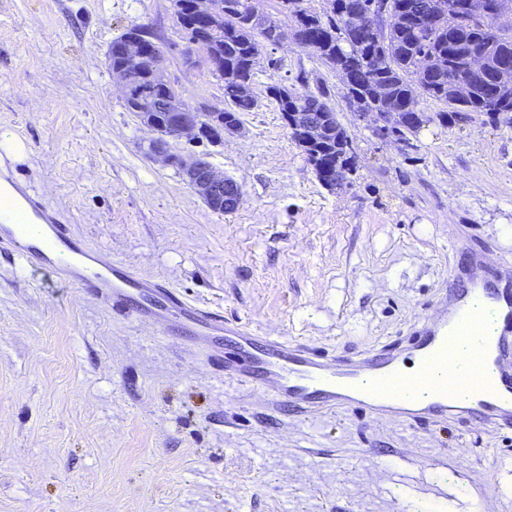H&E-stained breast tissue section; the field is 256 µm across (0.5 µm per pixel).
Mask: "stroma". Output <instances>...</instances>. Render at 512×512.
Listing matches in <instances>:
<instances>
[{"instance_id":"35a3bbf8","label":"stroma","mask_w":512,"mask_h":512,"mask_svg":"<svg viewBox=\"0 0 512 512\" xmlns=\"http://www.w3.org/2000/svg\"><path fill=\"white\" fill-rule=\"evenodd\" d=\"M181 43L171 0H0V150L15 176L104 258L165 280L230 323L336 355L405 337L448 285L454 250L512 256V127L424 128L404 152L357 125L343 85L287 43L256 66L257 107L208 153L242 199L217 213L127 112L107 66L132 25ZM326 83L357 152L324 186L266 96L299 72ZM193 104L223 83L171 58ZM422 463L420 493L401 454ZM499 467V483L483 488ZM512 512V437L413 429L346 410L276 415L183 338L115 313L0 255V512Z\"/></svg>"}]
</instances>
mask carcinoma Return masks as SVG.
Returning a JSON list of instances; mask_svg holds the SVG:
<instances>
[{
	"mask_svg": "<svg viewBox=\"0 0 512 512\" xmlns=\"http://www.w3.org/2000/svg\"><path fill=\"white\" fill-rule=\"evenodd\" d=\"M191 2L172 0L174 15L193 21V28H182L184 39L201 41L199 51L206 59H214L212 73L224 83V107L215 111L224 116L228 132L236 130L241 115L258 104L252 85L261 49L282 44L288 32L297 42L310 41L307 52L328 71L351 75L343 94L350 111L401 113L396 141L405 151L416 147L414 141L423 128L432 124L445 128L473 113L512 127V0H497L494 14L477 13L470 20L462 7L465 0H323L319 12L303 7V0H280L287 25L269 20L254 0H214L223 15L217 26L195 16ZM373 2L378 4L374 26L351 29L352 17L369 10ZM134 29L141 35L147 57L156 67H166L172 46L145 25ZM474 50L485 57L483 73L469 70ZM425 59L432 65H422ZM129 72L160 98L156 105L124 102L141 123L166 125L173 112L196 111L175 84L155 88L149 73L134 66ZM460 77L469 86L462 98L456 92ZM268 97L284 122L290 112L312 113L314 126L308 138L295 133L290 138L324 186L342 187L356 155L330 103L329 89L322 86L313 94L273 85L268 87ZM422 100L436 104L437 110L421 107Z\"/></svg>",
	"mask_w": 512,
	"mask_h": 512,
	"instance_id": "1",
	"label": "carcinoma"
}]
</instances>
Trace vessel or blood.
Segmentation results:
<instances>
[{
  "mask_svg": "<svg viewBox=\"0 0 512 512\" xmlns=\"http://www.w3.org/2000/svg\"><path fill=\"white\" fill-rule=\"evenodd\" d=\"M0 203L13 217L0 224V252L180 334L225 376L263 393L272 410L309 417L354 409L412 428L465 420L512 432V257L493 264L468 257L465 279L449 277L434 316L422 318L404 346L329 356L227 323L209 306L182 299L165 280L102 262L5 166ZM484 310L495 317L492 328L476 323Z\"/></svg>",
  "mask_w": 512,
  "mask_h": 512,
  "instance_id": "obj_1",
  "label": "vessel or blood"
}]
</instances>
